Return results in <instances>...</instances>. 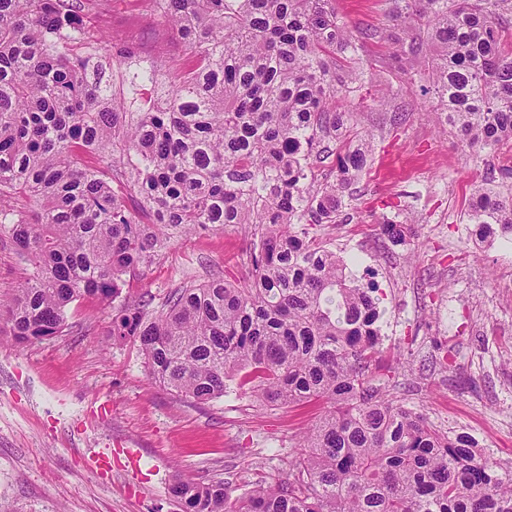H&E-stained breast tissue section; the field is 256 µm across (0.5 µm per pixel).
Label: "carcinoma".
Masks as SVG:
<instances>
[{"instance_id": "cac0c4a2", "label": "carcinoma", "mask_w": 512, "mask_h": 512, "mask_svg": "<svg viewBox=\"0 0 512 512\" xmlns=\"http://www.w3.org/2000/svg\"><path fill=\"white\" fill-rule=\"evenodd\" d=\"M96 0H0V239L27 263L0 299L18 345L54 336L72 303L115 300L172 237L249 226L251 277H213L112 313L110 336L149 376L208 402L240 373L273 406L324 403L288 479L233 499L224 480H180V512H512V467L436 429L374 383L382 311L308 227L344 221L370 162L347 125L356 35L332 0H169L157 16L187 62L94 35ZM404 73L469 157L512 142V0H385ZM332 178L319 179L323 168ZM470 223L512 234V194L469 198Z\"/></svg>"}]
</instances>
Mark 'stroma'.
<instances>
[{
  "mask_svg": "<svg viewBox=\"0 0 512 512\" xmlns=\"http://www.w3.org/2000/svg\"><path fill=\"white\" fill-rule=\"evenodd\" d=\"M349 30H375L356 74L371 162L349 188L351 221L312 227L384 311L375 377L438 429L465 433L491 462L512 466V237L480 239L466 198L512 185L498 166L469 160L444 133L421 78L404 74L384 0H335ZM105 35L179 68L185 47L143 0H100ZM405 223L392 243L379 224ZM244 229L172 239L117 302L220 276L249 277ZM110 311L72 304L65 329L27 347L0 335V512H178L176 479L228 481L242 496L288 475L296 435L316 404L266 406L241 390L206 403L148 376L136 343L108 334Z\"/></svg>",
  "mask_w": 512,
  "mask_h": 512,
  "instance_id": "35a3bbf8",
  "label": "stroma"
}]
</instances>
